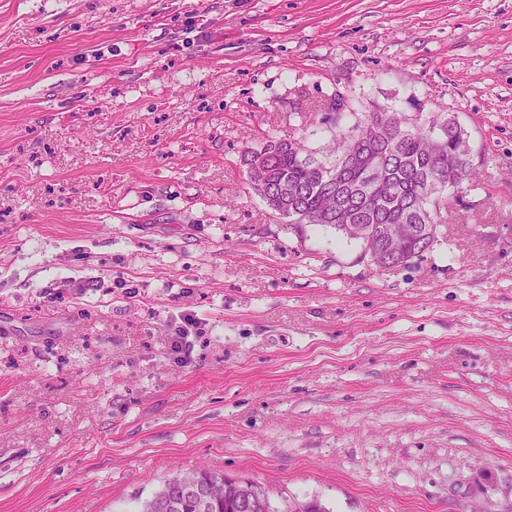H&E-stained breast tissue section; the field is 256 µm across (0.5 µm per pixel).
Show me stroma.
Segmentation results:
<instances>
[{
	"label": "stroma",
	"mask_w": 512,
	"mask_h": 512,
	"mask_svg": "<svg viewBox=\"0 0 512 512\" xmlns=\"http://www.w3.org/2000/svg\"><path fill=\"white\" fill-rule=\"evenodd\" d=\"M335 92L469 136L409 268L249 185L268 138L329 157ZM203 465L512 512V0H0V512H134ZM188 325L195 329L194 335H198V325L196 322L188 321ZM188 325L180 326V329L176 332V336H172L170 343V350L172 354L176 355V358L186 359L190 356L192 342L188 340L191 335V330Z\"/></svg>",
	"instance_id": "35a3bbf8"
}]
</instances>
